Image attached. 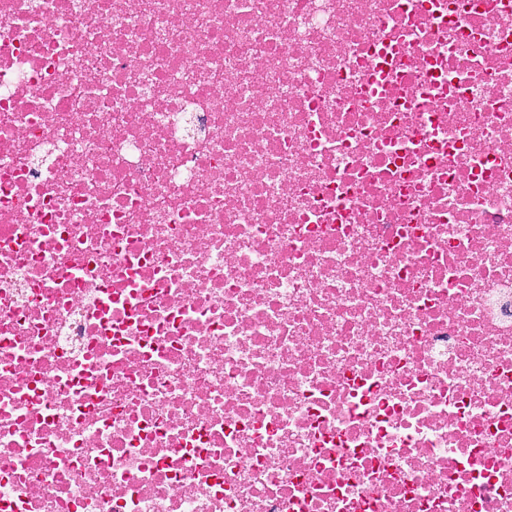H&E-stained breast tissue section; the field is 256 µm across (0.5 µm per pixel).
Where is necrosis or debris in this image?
<instances>
[{"instance_id": "4bbe7bcc", "label": "necrosis or debris", "mask_w": 512, "mask_h": 512, "mask_svg": "<svg viewBox=\"0 0 512 512\" xmlns=\"http://www.w3.org/2000/svg\"><path fill=\"white\" fill-rule=\"evenodd\" d=\"M0 512H512V0H0Z\"/></svg>"}]
</instances>
